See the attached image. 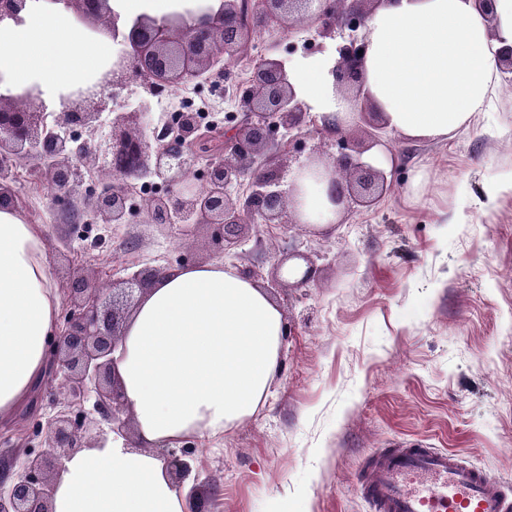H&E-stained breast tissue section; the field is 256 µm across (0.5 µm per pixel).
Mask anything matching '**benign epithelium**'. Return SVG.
<instances>
[{
  "label": "benign epithelium",
  "mask_w": 512,
  "mask_h": 512,
  "mask_svg": "<svg viewBox=\"0 0 512 512\" xmlns=\"http://www.w3.org/2000/svg\"><path fill=\"white\" fill-rule=\"evenodd\" d=\"M74 21L118 45L101 89L80 90L59 109H50L31 90L0 93V158L30 164L41 182L56 188V198L73 196L82 184L78 170H95L100 186L88 209L96 224H126L133 209L128 199L137 182L148 178L166 188L145 196L140 209L151 224H212L221 228L222 249L240 241L251 224H298L291 215L305 182L326 187L334 208L368 206L391 188L386 173L362 160L360 149L340 127L324 126L322 139L336 147L291 168L274 134L318 128L298 100L282 60L263 57L238 88V121L227 128L201 127L193 112L178 113V122L151 118L150 99L163 88L176 90L205 77L216 85L235 80L233 67L254 37L272 24L284 31L315 28L320 38L343 37L333 70L338 89L361 95V52L365 26L380 0H221L218 10H187L170 18L146 15L120 21L109 0H53ZM28 0H0V22L19 19ZM349 34H344V31ZM140 96L131 108L119 92ZM207 164V191L195 182L192 167L200 156ZM0 207L19 208L13 180L0 174ZM168 267L132 270L107 288L98 286V271L70 281L68 302L48 373L59 380L47 420L42 450L22 462L0 458V512H51L53 480L66 459L89 441V426L129 431L127 406L109 355L121 340L126 319L153 280ZM94 397L92 406L82 405ZM42 387L33 389L28 407L10 427L16 429L42 405ZM176 480L190 470L194 448H160ZM21 472L5 484L15 466Z\"/></svg>",
  "instance_id": "benign-epithelium-1"
}]
</instances>
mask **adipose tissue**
<instances>
[{
  "mask_svg": "<svg viewBox=\"0 0 512 512\" xmlns=\"http://www.w3.org/2000/svg\"><path fill=\"white\" fill-rule=\"evenodd\" d=\"M218 0H110L124 17L160 19ZM363 99L334 86L335 57L290 66L295 92L317 118L353 123L360 103L388 131L440 142L490 111L502 90L496 53L512 46V0H381L366 21ZM113 48L90 40L50 0L23 22H0V92L39 91L49 106L99 82ZM58 285L40 225L0 208V418L44 376L57 327ZM285 324L263 288L222 263L186 265L156 279L114 352L138 447L110 434L66 460L51 512H191L156 450L221 437L264 407L280 370Z\"/></svg>",
  "mask_w": 512,
  "mask_h": 512,
  "instance_id": "ef3b65f1",
  "label": "adipose tissue"
}]
</instances>
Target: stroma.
Wrapping results in <instances>:
<instances>
[{
  "label": "stroma",
  "mask_w": 512,
  "mask_h": 512,
  "mask_svg": "<svg viewBox=\"0 0 512 512\" xmlns=\"http://www.w3.org/2000/svg\"><path fill=\"white\" fill-rule=\"evenodd\" d=\"M247 61L292 65L333 54L334 40L272 28ZM392 186L377 204L340 209L326 230L258 225L227 262L256 269L288 333L280 372L253 419L199 446V494L217 512H368L354 476L379 448H447L512 483V190L479 206L512 172V85L493 112L439 144L388 135ZM20 214L41 225L58 284L71 253L123 278L124 267L217 261L216 226L94 225L90 239L61 205L23 182ZM314 255V281L285 274L293 251ZM46 414L0 428V454L38 453Z\"/></svg>",
  "instance_id": "obj_1"
}]
</instances>
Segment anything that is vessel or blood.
<instances>
[{"label":"vessel or blood","instance_id":"1","mask_svg":"<svg viewBox=\"0 0 512 512\" xmlns=\"http://www.w3.org/2000/svg\"><path fill=\"white\" fill-rule=\"evenodd\" d=\"M355 485L369 512H512V483L451 450L378 449L357 471Z\"/></svg>","mask_w":512,"mask_h":512}]
</instances>
